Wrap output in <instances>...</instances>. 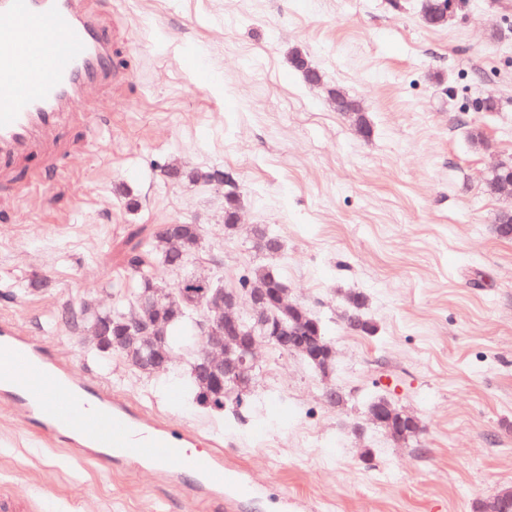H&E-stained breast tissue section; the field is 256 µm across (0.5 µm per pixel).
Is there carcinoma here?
<instances>
[{"label": "carcinoma", "mask_w": 512, "mask_h": 512, "mask_svg": "<svg viewBox=\"0 0 512 512\" xmlns=\"http://www.w3.org/2000/svg\"><path fill=\"white\" fill-rule=\"evenodd\" d=\"M353 130L361 137L371 134V124L365 112L345 113ZM214 170L192 169L187 170L177 164H172L164 170V176H170L175 181H190L211 183ZM239 199L235 191L224 193V232H236ZM203 229L193 224H184L177 236L172 237L166 231L159 230L154 243L148 248H141V243L132 246L124 256V263L135 288L134 297L129 305L114 309L110 312L92 313L83 308L75 313L68 312L65 319L77 326L84 319L92 321L94 332L107 331V337L95 342L96 348L103 354H118L135 370L154 376L166 373V370H156L153 363L163 355H173L181 351L192 359L189 390L196 403L215 413L226 412L227 404H233L232 411H238L243 404V395L254 379L255 370L249 374L236 387V392L230 394L224 386L211 382L199 376L197 358L203 347L202 339L196 335L194 320L195 308L188 301L200 300L210 289L218 287L213 278H201L192 275L182 277L172 290L174 299L159 297L157 280L152 262L148 256L154 254L162 259L164 265L172 269H182L198 253L202 244ZM278 240V236L263 224L253 226L251 230V247L254 251L273 257L275 253L270 245ZM239 287L252 291L254 289L266 291L273 303L270 304V313L279 316L284 323L291 327L294 321L289 313L274 304L278 292L287 289L280 272L271 264H262L254 267L250 272L242 275ZM364 295H352L346 305L344 321L347 327L359 334L372 335L376 331L375 325L365 315ZM135 308L136 315L141 323L150 330V334L125 346L119 345L122 329L125 325V316L130 308Z\"/></svg>", "instance_id": "obj_1"}]
</instances>
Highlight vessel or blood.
I'll return each instance as SVG.
<instances>
[{
	"label": "vessel or blood",
	"instance_id": "vessel-or-blood-1",
	"mask_svg": "<svg viewBox=\"0 0 512 512\" xmlns=\"http://www.w3.org/2000/svg\"><path fill=\"white\" fill-rule=\"evenodd\" d=\"M113 56L112 25L94 0H0V181L33 159L57 160L88 145L98 120H89L76 141L63 139L61 129L87 91L111 88ZM0 397L26 411L47 438L79 447L100 464L116 456L177 464L194 472L201 487L230 490L233 503L253 492L219 457L188 454L186 435L139 422L109 388L68 376L4 320Z\"/></svg>",
	"mask_w": 512,
	"mask_h": 512
}]
</instances>
